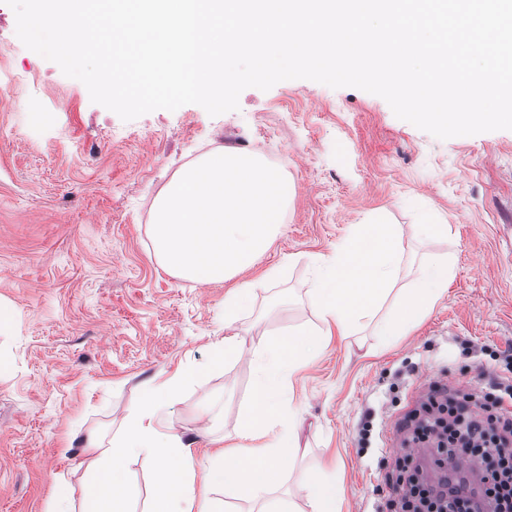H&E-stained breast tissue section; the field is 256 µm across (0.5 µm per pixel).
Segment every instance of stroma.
Wrapping results in <instances>:
<instances>
[{
  "mask_svg": "<svg viewBox=\"0 0 512 512\" xmlns=\"http://www.w3.org/2000/svg\"><path fill=\"white\" fill-rule=\"evenodd\" d=\"M5 80L0 306L15 331L0 336V512H47L58 495L67 512H87L90 440L110 444L149 384L186 370L166 431L198 461L231 449L253 366H213V351L228 335L252 347L287 330L306 332L311 350L287 397L298 451L269 500L312 512L304 484L319 466L344 486L336 512H398L389 487L404 469L385 446L424 382L470 391L492 351L512 347V130L441 140L377 95L307 79L246 88L238 110L214 117L186 104L125 121L26 48L0 0ZM222 146L277 156L292 198L254 268L200 286L158 264L150 226L181 169ZM376 218L407 232L425 218L448 227L423 246L405 239L386 306L423 259H447L448 291L397 335L323 336L306 295L313 266ZM272 266L279 277L225 326L238 282ZM125 467L129 512H155V460L135 455Z\"/></svg>",
  "mask_w": 512,
  "mask_h": 512,
  "instance_id": "obj_1",
  "label": "stroma"
}]
</instances>
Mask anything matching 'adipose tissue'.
Listing matches in <instances>:
<instances>
[{
    "mask_svg": "<svg viewBox=\"0 0 512 512\" xmlns=\"http://www.w3.org/2000/svg\"><path fill=\"white\" fill-rule=\"evenodd\" d=\"M244 354L254 367L248 407L238 431L246 448L233 460H226L220 451L207 466L196 467L189 445L162 429L170 402L188 379L187 374H176L149 387L147 400L125 420L122 433L91 461L95 478L89 489L90 512H127L125 461L132 454L156 458L161 512H209L205 500L196 495L199 482L207 487L234 482L245 497L264 501L295 454L293 422L285 397L290 378L307 360L309 349L297 332L267 339L248 351L229 337L217 347L213 362L218 365Z\"/></svg>",
    "mask_w": 512,
    "mask_h": 512,
    "instance_id": "1",
    "label": "adipose tissue"
}]
</instances>
